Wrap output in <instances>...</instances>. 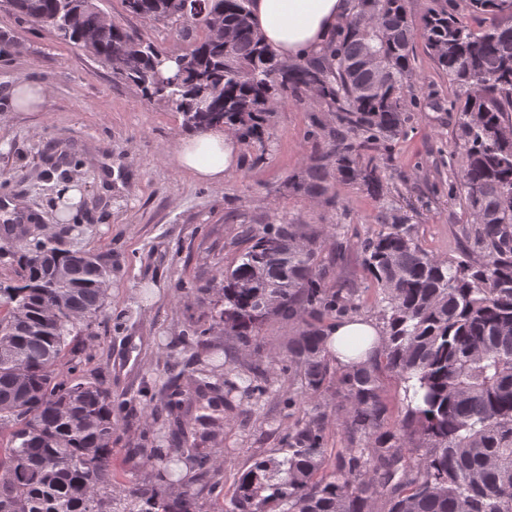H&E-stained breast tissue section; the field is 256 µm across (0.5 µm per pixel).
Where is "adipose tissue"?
<instances>
[{
  "label": "adipose tissue",
  "instance_id": "ef3b65f1",
  "mask_svg": "<svg viewBox=\"0 0 512 512\" xmlns=\"http://www.w3.org/2000/svg\"><path fill=\"white\" fill-rule=\"evenodd\" d=\"M352 0H251L253 25L264 42L280 57L305 62L320 57L334 41L348 17ZM177 166L196 180L220 184L239 159V140L232 128L214 127L180 138L174 149ZM361 338L359 348H349L351 338ZM386 342L376 320L365 317L336 321L326 331L325 348L340 367L379 356Z\"/></svg>",
  "mask_w": 512,
  "mask_h": 512
}]
</instances>
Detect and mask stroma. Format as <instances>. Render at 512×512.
<instances>
[{"instance_id":"1","label":"stroma","mask_w":512,"mask_h":512,"mask_svg":"<svg viewBox=\"0 0 512 512\" xmlns=\"http://www.w3.org/2000/svg\"><path fill=\"white\" fill-rule=\"evenodd\" d=\"M99 6L162 47L178 41L165 23L126 12L122 0H100ZM3 42L15 51L0 56V201L27 223L54 232L72 225L68 244L112 264L106 307L84 340V354L96 377L123 400L114 411V498H124L134 481L131 448L156 437L172 448L192 432L218 467V487L203 494L204 505L230 499L235 478L282 447L288 426L316 405L327 414L329 460L346 454L335 396L289 401L300 391L288 380L286 344L295 327L282 320L264 325L260 351L225 347L226 368L261 366L264 394L234 392L216 402L190 395L163 430L150 417L169 367L193 364V349L181 341L184 329L209 326L223 308L224 271L244 249L246 228L287 222L317 231L326 284L353 286L356 316L380 319L382 294L363 266L360 243L382 231L377 215L383 201L358 183L328 180L323 195L291 185L324 150L336 126L333 114L292 100L279 103L263 138L241 141L236 170L222 184L201 183L172 157L175 142L188 133L181 113L146 99L108 65L0 0ZM410 60L415 80L404 90L410 117L404 134L361 157L377 163L386 199L425 250L447 261L479 256L470 217L449 193L462 160L459 115L450 108L455 89L422 40H415ZM20 81L49 86L45 111H11L8 90ZM428 90L438 107L421 105ZM74 184L82 198L67 212L62 196Z\"/></svg>"}]
</instances>
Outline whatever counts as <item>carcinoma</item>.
<instances>
[{"instance_id": "1", "label": "carcinoma", "mask_w": 512, "mask_h": 512, "mask_svg": "<svg viewBox=\"0 0 512 512\" xmlns=\"http://www.w3.org/2000/svg\"><path fill=\"white\" fill-rule=\"evenodd\" d=\"M34 23L55 21L56 36L112 61L113 73L143 96L182 113L200 131L217 124L245 138L261 133L271 100L292 98L336 116L342 134L295 188H316L332 166L336 180L361 181L383 196L377 167L359 165L362 148L380 147L406 123L401 90L413 80L410 52L423 39L437 67L458 89L464 161L456 189L471 217L479 258L447 262L426 252L402 219L386 209L388 231L361 242L363 263L384 294L383 353L351 369L324 353L323 321L356 308L353 292L328 288L315 234L296 224L245 231L248 246L224 271V308L207 328L184 337L210 356L222 346L214 330L259 348L270 320L298 322L288 340L289 375L302 394L334 389L345 402L339 426L356 452L326 464L325 413L315 408L288 429L282 454L261 457L238 478L226 512H512V21L506 0H466L479 31L448 0H430L420 18L408 0H356L335 45L307 63L280 59L255 30L249 0H217L224 35L178 13V0H123L125 10L171 23L186 43L181 64L164 70L163 50L140 32L99 25L96 0H14ZM214 111H198L199 97ZM0 259L16 262L0 280V512H203L197 481L209 478V452L183 434L175 448L147 442L140 464L173 457L193 472L182 490L163 469L135 481L127 502L112 498V434L118 400L86 375L82 337L102 315L106 259L64 249L33 224H1ZM281 299L269 308L267 299ZM405 383L406 414L385 429L387 406L378 374ZM201 385L186 370L173 377L156 419L169 421L184 392Z\"/></svg>"}]
</instances>
